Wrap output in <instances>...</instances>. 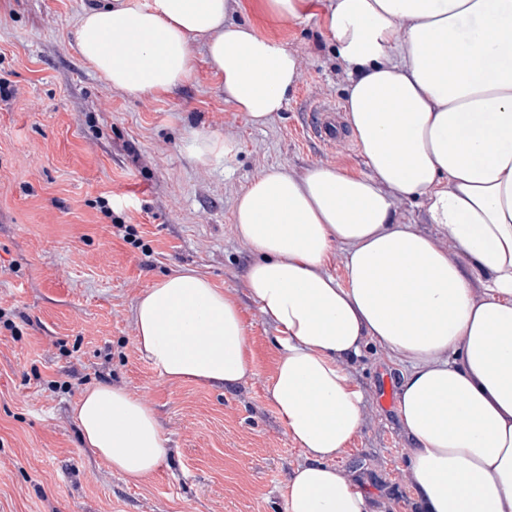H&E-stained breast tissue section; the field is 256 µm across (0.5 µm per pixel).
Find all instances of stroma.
I'll use <instances>...</instances> for the list:
<instances>
[{
  "mask_svg": "<svg viewBox=\"0 0 512 512\" xmlns=\"http://www.w3.org/2000/svg\"><path fill=\"white\" fill-rule=\"evenodd\" d=\"M84 0H0V512H285L303 460L270 398L276 330L250 299L252 260L233 233L239 194L267 169L367 170L353 136L324 149L305 132L315 104L350 84L323 26L326 0L290 20L267 0H235L232 19L294 49L300 76L263 127L225 102L202 43L192 79L167 93L108 87L75 49ZM216 134L233 155L203 167L186 151ZM132 230L124 239L123 227ZM183 267L240 301L253 376L224 390L159 379L134 345L133 307ZM364 394L360 429L336 458L377 512H417L397 373L376 345L347 366ZM116 384L153 405L169 453L131 485L83 445L72 407Z\"/></svg>",
  "mask_w": 512,
  "mask_h": 512,
  "instance_id": "1",
  "label": "stroma"
}]
</instances>
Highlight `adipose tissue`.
<instances>
[{"label": "adipose tissue", "mask_w": 512, "mask_h": 512, "mask_svg": "<svg viewBox=\"0 0 512 512\" xmlns=\"http://www.w3.org/2000/svg\"><path fill=\"white\" fill-rule=\"evenodd\" d=\"M232 3L91 0L75 47L110 88L161 93L192 78L190 43L203 41L226 101L263 125L298 81V54L231 22ZM323 25L351 71L347 122L368 170L271 169L233 225L254 256L249 293L277 330L270 396L305 456L285 512H371L335 465L363 415L346 366L371 343L398 372L419 512H512V0H328ZM398 197L422 199L459 259L396 222ZM337 245L341 280L326 270ZM472 269L486 276L480 299ZM133 321L164 381L231 389L254 374L238 298L195 269L145 289ZM73 418L126 482L167 454L154 408L125 387L87 389Z\"/></svg>", "instance_id": "ef3b65f1"}]
</instances>
